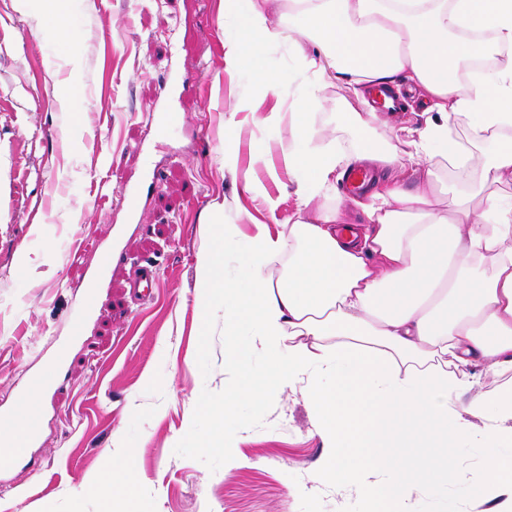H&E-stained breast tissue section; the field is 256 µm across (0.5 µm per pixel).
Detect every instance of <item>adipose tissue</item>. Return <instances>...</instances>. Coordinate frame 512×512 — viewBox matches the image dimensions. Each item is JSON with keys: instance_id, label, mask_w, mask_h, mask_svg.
<instances>
[{"instance_id": "obj_1", "label": "adipose tissue", "mask_w": 512, "mask_h": 512, "mask_svg": "<svg viewBox=\"0 0 512 512\" xmlns=\"http://www.w3.org/2000/svg\"><path fill=\"white\" fill-rule=\"evenodd\" d=\"M241 28L224 61L250 67L265 94L276 90L263 65L271 41H289L312 76L292 103L288 173L300 207L287 231L258 225L230 277L235 227L221 222L223 202L210 206L196 308L204 334L223 314L232 377L223 407L199 402L214 423L200 447L237 466L239 436L225 425L238 406L298 389L323 441L312 482L354 487L360 512H415L461 480L463 447L486 463L469 488L472 512H512V0H245ZM398 78L421 91L432 120L385 151L369 136L378 114L343 102L346 125L366 135L344 158L315 120L322 90L339 84L359 97ZM457 117L473 140L495 144L485 157L465 155L460 194L438 174L442 159L463 155L448 135ZM347 160L411 161L423 188L375 183L355 224L313 207ZM436 194L447 210L433 206ZM480 370L498 380L483 393ZM395 437L426 449L422 479L387 453ZM135 458L116 448L87 483L100 512H148Z\"/></svg>"}]
</instances>
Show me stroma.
<instances>
[{
    "label": "stroma",
    "mask_w": 512,
    "mask_h": 512,
    "mask_svg": "<svg viewBox=\"0 0 512 512\" xmlns=\"http://www.w3.org/2000/svg\"><path fill=\"white\" fill-rule=\"evenodd\" d=\"M240 28L238 0H68L57 26L43 0H0V414L25 409L45 372L58 377L55 390L39 389L26 458L0 473V512H99L85 486L119 439L136 450L151 512L359 510L351 486L311 482L321 441L300 393L238 408L227 424L241 435L238 467L182 435L192 415L198 433L211 432L197 401L222 394L230 376L223 316L207 344L197 336L205 211L223 201L225 223L246 237L259 222L287 230L298 210L284 154L307 75L288 44L270 43L265 64L279 84L263 97L251 70L224 68ZM69 87L81 117L56 103ZM400 91L408 108L382 113L373 132L385 146L425 121L417 91ZM152 102L178 110L177 126L159 132L141 110ZM272 111L280 120L265 122ZM118 245L126 267L93 281ZM147 261L157 284L139 301L126 274ZM93 283L100 303L85 319Z\"/></svg>",
    "instance_id": "stroma-1"
}]
</instances>
